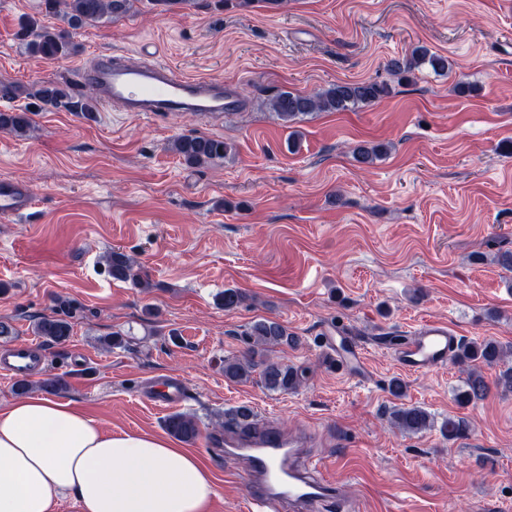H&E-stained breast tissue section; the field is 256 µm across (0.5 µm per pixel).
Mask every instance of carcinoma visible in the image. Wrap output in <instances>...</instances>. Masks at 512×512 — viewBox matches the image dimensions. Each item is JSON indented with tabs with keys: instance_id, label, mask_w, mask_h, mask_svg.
Segmentation results:
<instances>
[{
	"instance_id": "obj_1",
	"label": "carcinoma",
	"mask_w": 512,
	"mask_h": 512,
	"mask_svg": "<svg viewBox=\"0 0 512 512\" xmlns=\"http://www.w3.org/2000/svg\"><path fill=\"white\" fill-rule=\"evenodd\" d=\"M45 12L61 17L63 27H37L36 21L32 39L26 43V49L32 56L43 59H56L75 51L70 39L69 29L89 22L112 21L129 12L132 0H42ZM421 64L439 73L446 74L452 64L448 57L430 52L423 46H417L401 58L388 62L393 76L402 79ZM391 94V87L382 82L332 84L327 88L311 93H298L283 90L270 99V109L285 124L307 116L313 112H346L361 105L378 101ZM36 99L42 108H63L69 112L91 114L96 109L95 99L91 96H74L68 87L59 83L42 85L36 93ZM32 127L31 110L28 108L0 111V131L23 137ZM171 150L191 167H205L224 159L232 151V146L224 139L206 135L184 134L176 137L170 144ZM387 151L379 144H362L354 149V157L360 164L370 165ZM105 265L112 279L132 282L139 288L150 287L135 270L134 261L126 254L113 251L106 256ZM245 300V294L236 288H226L218 296V304L226 310L239 307ZM58 315L40 317L35 323V333L51 346L65 344L73 331L70 303L60 297L55 298ZM248 348L240 357L224 359V378L233 382H247L254 374L270 391L288 392L296 389L305 376L302 369L282 361L270 359L266 352L277 347L293 345L296 339L288 333L281 323L259 319L250 324L246 332ZM453 360L466 367L463 387L456 395L461 406L485 400L496 389L503 394L512 393V345L505 346L492 339L462 342L453 355ZM484 366L499 367L494 382L486 380L482 373ZM252 408L243 405L224 413V425L246 427L253 425ZM393 426L398 430L418 434L432 426L430 414L419 406L396 405L390 412ZM166 429L173 436L187 442L194 441L199 435L198 418L191 413H173L166 420ZM442 434L448 440L464 436L466 423L456 416H448L441 425Z\"/></svg>"
}]
</instances>
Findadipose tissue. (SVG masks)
I'll return each mask as SVG.
<instances>
[{
	"label": "adipose tissue",
	"mask_w": 512,
	"mask_h": 512,
	"mask_svg": "<svg viewBox=\"0 0 512 512\" xmlns=\"http://www.w3.org/2000/svg\"><path fill=\"white\" fill-rule=\"evenodd\" d=\"M215 489L198 457L161 436L112 434L59 400L0 408V512H209Z\"/></svg>",
	"instance_id": "ef3b65f1"
}]
</instances>
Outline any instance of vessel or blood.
Wrapping results in <instances>:
<instances>
[{"instance_id":"vessel-or-blood-1","label":"vessel or blood","mask_w":512,"mask_h":512,"mask_svg":"<svg viewBox=\"0 0 512 512\" xmlns=\"http://www.w3.org/2000/svg\"><path fill=\"white\" fill-rule=\"evenodd\" d=\"M77 78L96 90L101 104H114L125 112L220 115L237 108L223 79L185 77L154 58L132 62L103 56L79 69ZM34 204L35 193L28 184L12 179L0 181L1 219L27 215ZM325 342L335 350L338 362L353 371H362L363 353L353 337L340 331L326 337ZM458 344L452 328L429 322L394 346V358L407 372L439 369L447 366ZM43 364L37 345L22 344L0 358V376L30 378L40 372ZM185 393L183 382L169 377L141 390L140 397L150 405L166 408L180 404ZM305 445L304 438L285 437L274 425L248 433L225 432V456L244 458L246 474L256 485L254 512H280L287 503L296 505L299 512H321L327 506L334 512H361L360 504L342 497L334 483L320 475L318 463L307 454Z\"/></svg>"}]
</instances>
